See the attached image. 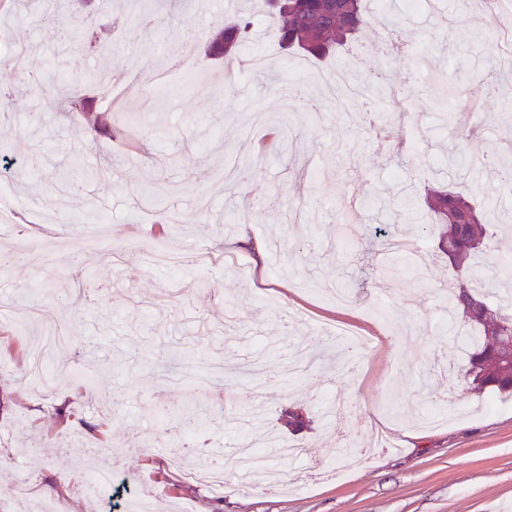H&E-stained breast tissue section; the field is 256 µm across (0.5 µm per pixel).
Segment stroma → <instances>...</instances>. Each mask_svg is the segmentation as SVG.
<instances>
[{
    "label": "stroma",
    "mask_w": 512,
    "mask_h": 512,
    "mask_svg": "<svg viewBox=\"0 0 512 512\" xmlns=\"http://www.w3.org/2000/svg\"><path fill=\"white\" fill-rule=\"evenodd\" d=\"M118 2L74 15L68 0L31 10L0 0V256L55 255L0 270V512H125L145 488L150 512H512V397L470 392L450 349L461 336L448 320L457 272L417 231L434 185L468 196L485 223L512 212L495 166L448 163L457 149L502 157L512 141V99L489 87L503 63L493 20L479 12L449 28L459 0H440L436 16L385 0L379 27L317 61L279 48L260 0H191L169 24ZM246 9L257 21L239 53L273 49L274 88L197 54L163 105H148L154 73L190 36L208 40ZM22 24L31 51L18 68L8 50ZM70 28L81 43L66 50ZM61 51L72 73H137L113 103L87 89L107 131L70 120L42 83ZM431 64L454 93L417 95L400 134L410 150L379 147L365 99H333L324 85L339 69L363 78L387 65L391 86L421 88ZM292 83L318 112L281 95ZM463 97L481 108L461 141L448 108ZM130 109L145 113L143 127L125 129ZM87 169L112 177L82 196L51 192ZM153 181L173 185L169 203L147 193ZM391 202L428 259L418 274L407 272L413 256L384 248ZM148 242L218 259L232 249L252 276L219 263L157 269ZM33 304L71 336L47 353L73 369L49 390L28 374L42 332ZM190 404L210 418L186 431ZM290 407L307 428L288 431ZM256 426L311 456L268 452L263 485L221 495L169 465L174 454L189 468L220 465ZM92 468L112 470L111 485L87 487Z\"/></svg>",
    "instance_id": "35a3bbf8"
}]
</instances>
